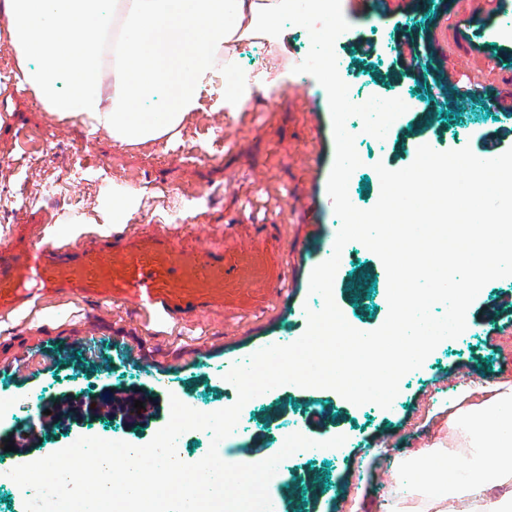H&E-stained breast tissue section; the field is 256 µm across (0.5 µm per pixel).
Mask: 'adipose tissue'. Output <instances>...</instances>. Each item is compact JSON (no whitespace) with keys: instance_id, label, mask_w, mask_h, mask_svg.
I'll use <instances>...</instances> for the list:
<instances>
[{"instance_id":"obj_1","label":"adipose tissue","mask_w":512,"mask_h":512,"mask_svg":"<svg viewBox=\"0 0 512 512\" xmlns=\"http://www.w3.org/2000/svg\"><path fill=\"white\" fill-rule=\"evenodd\" d=\"M287 10L288 0H0V42L19 87L51 115L150 145L204 109L245 111L258 84L239 52ZM228 69L236 87L205 106ZM448 405L457 449L399 459L383 512H512V384L479 400L463 386Z\"/></svg>"}]
</instances>
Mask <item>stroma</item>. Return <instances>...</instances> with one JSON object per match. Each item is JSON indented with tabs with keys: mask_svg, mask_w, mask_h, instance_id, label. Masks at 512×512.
Instances as JSON below:
<instances>
[{
	"mask_svg": "<svg viewBox=\"0 0 512 512\" xmlns=\"http://www.w3.org/2000/svg\"><path fill=\"white\" fill-rule=\"evenodd\" d=\"M350 23L335 42L346 76L358 95L401 97L410 108L385 149L356 141L363 160L349 182L356 207L368 209L380 194L376 163L398 170L410 165L417 143L438 151L470 147L480 153L482 134L506 130L512 148V118L491 101L512 87V23L492 13L490 0H393V14L374 18L359 0H341ZM415 34L425 60L422 71L405 69L397 53L401 30ZM372 55L359 51L363 42ZM307 37L290 25L276 50L246 48L243 65L260 71L275 66L277 86L254 95L246 111L202 112L165 151L127 146L104 132L89 133L76 120H60L17 82L0 85V199L14 204L0 239L16 224L37 233L55 229L69 238L68 210L26 205L30 193L61 180L77 186L89 224L103 226L118 204L117 190L175 187L190 198L182 221H172L165 203L140 204L122 224L149 226L198 245L225 225L280 224L288 262L289 306L270 307L242 321L214 320L162 326L133 309L104 307L63 296L40 324L30 314L0 321V463L17 466L66 447L69 435L114 431L116 440L149 442L169 412L170 396L193 399L200 411L224 401V366L300 335L299 317L307 298L310 267H298L297 245L316 238L332 248L338 231L327 179L334 143L327 96L314 78L294 74ZM461 82L463 96L435 98L445 78ZM55 132L56 155L43 153L42 134ZM124 177L122 185L100 178L103 165ZM387 276L368 248L349 250L333 287L337 305L362 331L378 328L387 311ZM512 277L486 284L470 307L471 325L460 337L439 344L421 368L410 372L390 409L355 406L328 389H288L253 401L244 438L234 448L241 462L267 459L279 448L283 428L295 426L315 440L346 436L344 447L326 455L298 453L287 458V475L273 489L284 512H380L392 485L391 462L408 451L447 441L448 398L467 384L512 383ZM150 397L149 421L125 422L81 417L70 429H35L16 435L18 404L41 401L47 392L81 399L88 395L122 399L130 390ZM14 451H6V444Z\"/></svg>",
	"mask_w": 512,
	"mask_h": 512,
	"instance_id": "35a3bbf8",
	"label": "stroma"
}]
</instances>
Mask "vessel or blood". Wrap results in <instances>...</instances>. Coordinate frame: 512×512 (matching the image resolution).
I'll list each match as a JSON object with an SVG mask.
<instances>
[{
    "label": "vessel or blood",
    "mask_w": 512,
    "mask_h": 512,
    "mask_svg": "<svg viewBox=\"0 0 512 512\" xmlns=\"http://www.w3.org/2000/svg\"><path fill=\"white\" fill-rule=\"evenodd\" d=\"M287 280L275 224H228L204 247L144 228L46 244L18 224L0 250V319L59 294L129 306L161 324L244 318L286 301Z\"/></svg>",
    "instance_id": "b4317fda"
}]
</instances>
